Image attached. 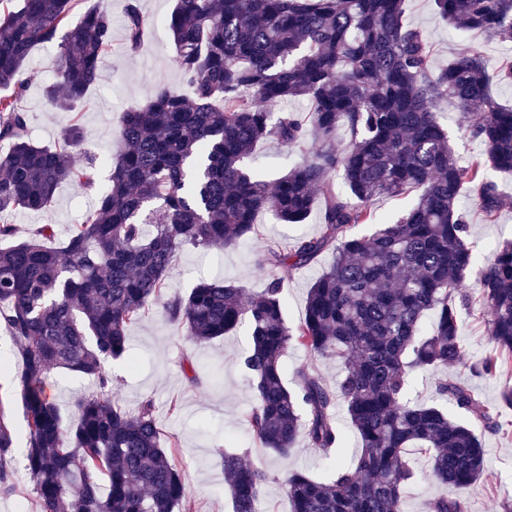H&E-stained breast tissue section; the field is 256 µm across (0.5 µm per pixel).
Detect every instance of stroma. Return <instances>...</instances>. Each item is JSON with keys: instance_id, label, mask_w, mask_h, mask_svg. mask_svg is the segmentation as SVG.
Instances as JSON below:
<instances>
[{"instance_id": "obj_1", "label": "stroma", "mask_w": 512, "mask_h": 512, "mask_svg": "<svg viewBox=\"0 0 512 512\" xmlns=\"http://www.w3.org/2000/svg\"><path fill=\"white\" fill-rule=\"evenodd\" d=\"M104 5L112 14V50L100 64L99 74L90 87L85 106L74 112L58 110L44 92L45 84L55 82L58 44L36 46L26 67L30 82L18 105L28 117L33 140L54 147L62 141L64 129L79 123L87 133L83 144L69 156L80 161L84 153L104 155L120 152V114L132 104H146L159 88L181 90L185 81L173 62L171 38L162 21L172 11L174 0H141V8L152 26L140 50L124 49L125 0H79L77 12ZM406 21L423 28L429 35L436 65H447L466 44L478 47L489 66L512 61V41H488L476 32L460 33L434 12L431 0H408ZM304 154L268 140L259 143L252 166L267 182H275ZM505 196V203L494 222H487L474 208L470 196H463L461 206L467 214L469 238L476 266L495 258L498 243L512 239V174L491 172ZM109 166L96 171L94 191L65 183L60 186L51 207L41 211H15L0 215V220L14 224L18 238H27L37 227L50 224L55 230V244H62L72 225L80 223L94 195L108 191ZM257 240L237 248L208 249L185 247L167 279L172 292L188 293L203 278H221L245 286L247 293L261 292L272 279L283 285L284 315L288 325L303 317L307 292L316 277L332 262L324 253L315 263L300 268H271L261 263L259 246L275 242L288 249L298 238L315 235L320 229V214L312 212L305 223L282 224L269 212L255 217ZM249 344L246 327H238L222 337L198 345L180 326L169 322L161 306L129 330L128 355L106 365L112 377L114 396L125 410H137L143 400H153L162 441H177L174 450L185 477L188 497L198 512H232L229 491L224 483L222 454L230 449L244 454L246 460L263 470L267 480L258 503L259 512H290L283 488L284 478L302 470L312 476L326 475L331 467L320 452L298 441L288 457L282 458L262 448L244 422L254 398L250 380L241 366V357ZM460 362L448 366V376L465 380L485 403L494 406L500 400L499 380L475 375L472 366L490 350L486 324L477 307L460 312ZM89 381L61 370L52 371L45 390L58 404L65 417H73L77 396L90 391ZM12 430L15 455L12 467L20 482V494L0 493V512H38L33 501L32 484L23 470L27 427L21 409H14ZM487 467L476 481L461 487L458 497L466 512H497L504 499H512V436L505 437L479 430Z\"/></svg>"}]
</instances>
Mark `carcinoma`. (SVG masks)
Instances as JSON below:
<instances>
[{
    "label": "carcinoma",
    "mask_w": 512,
    "mask_h": 512,
    "mask_svg": "<svg viewBox=\"0 0 512 512\" xmlns=\"http://www.w3.org/2000/svg\"><path fill=\"white\" fill-rule=\"evenodd\" d=\"M79 0H0V214L52 205L63 183L91 190L100 159L77 164L36 145L15 106L33 48L55 40ZM436 14L460 32L512 41V0H432ZM407 0H176L166 19L173 59L186 92L162 88L145 105L122 112V147L107 157L112 186L73 225L59 248L43 225L0 248V329L19 364L9 384L19 395L28 436L23 467L39 512H193L175 457L162 447L153 401L128 413L112 400L106 363L127 353L129 328L157 303L197 343L245 324L251 342L241 363L254 403L245 421L260 444L281 457L298 437L324 455L342 447L336 404L348 415L361 452L313 478L292 472L283 487L291 512H404V489L418 477L406 449L428 454L426 477L454 491L485 469L470 422L509 432L497 406L442 375L460 360L459 314L451 304L477 300L492 351L472 366L503 380L512 409V241L473 271L468 224L458 200L489 222L502 206L488 170L512 171V108L491 92L512 80V64L491 70L474 46L437 68L427 34L406 24ZM125 44L137 51L149 21L140 0H126ZM112 46V15L87 10L62 37L58 81L49 100L69 112L84 102ZM305 98L304 116L267 106ZM455 107L484 153L461 163L436 107ZM345 128L348 141L336 150ZM274 139L306 162L269 185L246 165L251 150ZM339 177L349 190L336 192ZM416 200L392 224L369 208L376 197ZM321 203L320 232L284 252L262 246L263 263L296 269L329 251L334 260L309 289L304 318L288 326L282 285L258 295L220 279L186 295H166V280L186 246L234 248L252 240L258 212L288 224L305 222ZM372 226L364 235L352 233ZM476 273L479 288L463 291ZM436 315L430 329L427 313ZM296 344L343 366L330 390L309 366L285 382L284 357ZM62 368L90 378L96 393L75 402L65 422L45 382ZM417 370L435 376L442 406L407 398ZM15 442L0 400V492L16 486L8 461ZM265 473L242 455L224 454V483L234 512H256ZM427 512H465L442 493Z\"/></svg>",
    "instance_id": "carcinoma-1"
}]
</instances>
